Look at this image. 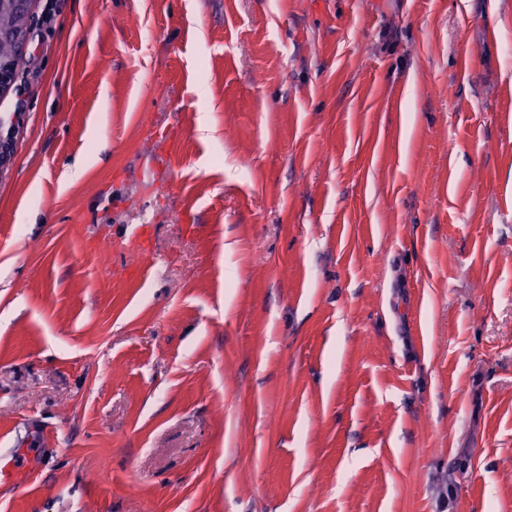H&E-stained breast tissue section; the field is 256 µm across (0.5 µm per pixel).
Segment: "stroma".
Wrapping results in <instances>:
<instances>
[{"label":"stroma","mask_w":512,"mask_h":512,"mask_svg":"<svg viewBox=\"0 0 512 512\" xmlns=\"http://www.w3.org/2000/svg\"><path fill=\"white\" fill-rule=\"evenodd\" d=\"M0 174V512H512V0H59Z\"/></svg>","instance_id":"1"}]
</instances>
